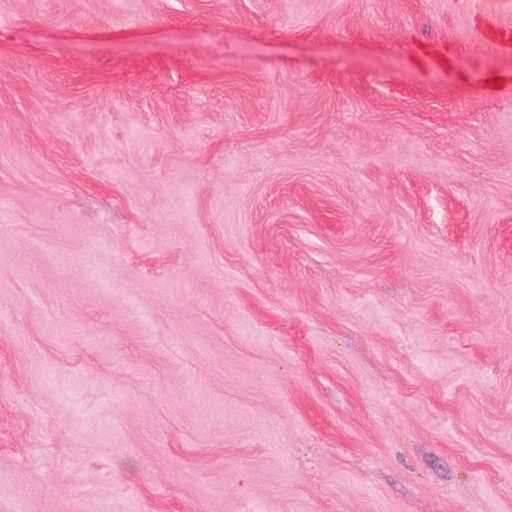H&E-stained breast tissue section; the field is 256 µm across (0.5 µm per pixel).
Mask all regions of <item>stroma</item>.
Segmentation results:
<instances>
[{"instance_id":"35a3bbf8","label":"stroma","mask_w":512,"mask_h":512,"mask_svg":"<svg viewBox=\"0 0 512 512\" xmlns=\"http://www.w3.org/2000/svg\"><path fill=\"white\" fill-rule=\"evenodd\" d=\"M512 0H0V512H512Z\"/></svg>"}]
</instances>
